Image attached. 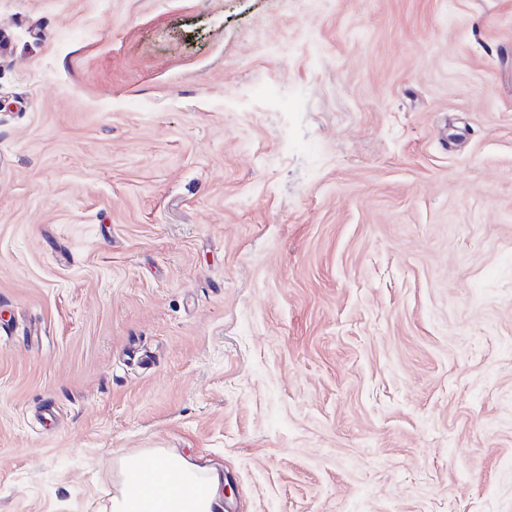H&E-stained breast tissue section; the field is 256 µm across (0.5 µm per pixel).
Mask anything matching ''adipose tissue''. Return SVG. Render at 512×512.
Returning <instances> with one entry per match:
<instances>
[{
	"label": "adipose tissue",
	"mask_w": 512,
	"mask_h": 512,
	"mask_svg": "<svg viewBox=\"0 0 512 512\" xmlns=\"http://www.w3.org/2000/svg\"><path fill=\"white\" fill-rule=\"evenodd\" d=\"M122 467L126 476L112 498V512H224L223 479L218 472H210L201 483L196 478L197 464L169 456L126 457ZM147 467L159 470L164 493L155 494L137 479V472Z\"/></svg>",
	"instance_id": "obj_1"
}]
</instances>
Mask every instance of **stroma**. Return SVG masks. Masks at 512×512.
I'll return each instance as SVG.
<instances>
[{
	"mask_svg": "<svg viewBox=\"0 0 512 512\" xmlns=\"http://www.w3.org/2000/svg\"><path fill=\"white\" fill-rule=\"evenodd\" d=\"M0 512L123 456L224 512H512V0H0Z\"/></svg>",
	"mask_w": 512,
	"mask_h": 512,
	"instance_id": "1",
	"label": "stroma"
}]
</instances>
